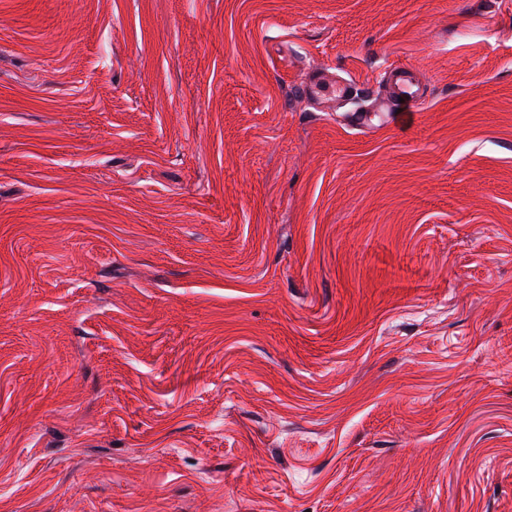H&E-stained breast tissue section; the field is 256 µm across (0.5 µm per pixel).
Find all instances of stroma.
Masks as SVG:
<instances>
[{
    "label": "stroma",
    "mask_w": 512,
    "mask_h": 512,
    "mask_svg": "<svg viewBox=\"0 0 512 512\" xmlns=\"http://www.w3.org/2000/svg\"><path fill=\"white\" fill-rule=\"evenodd\" d=\"M0 512H512V0H0ZM425 98L426 88L417 77L416 70L406 66H391L381 81L373 106L369 109L358 107L349 110L346 119L350 126H367L372 123L375 115L367 112H383V123L393 124L394 120L403 118V112H413ZM400 99H404V102H400ZM351 84L345 79L324 76L319 72L312 73L306 82L307 96L320 100L335 97L336 101L345 100L351 93Z\"/></svg>",
    "instance_id": "35a3bbf8"
}]
</instances>
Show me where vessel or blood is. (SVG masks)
<instances>
[{"label": "vessel or blood", "mask_w": 512, "mask_h": 512, "mask_svg": "<svg viewBox=\"0 0 512 512\" xmlns=\"http://www.w3.org/2000/svg\"><path fill=\"white\" fill-rule=\"evenodd\" d=\"M350 92L351 85L345 79H334L318 72L312 73L306 82V93L315 100L333 97L341 101ZM425 98L426 88L413 68L392 66L381 81L372 108L352 109L346 119L349 125L367 126L373 113L378 112L382 114L384 123L390 124L399 119L401 113L414 111Z\"/></svg>", "instance_id": "b4317fda"}]
</instances>
